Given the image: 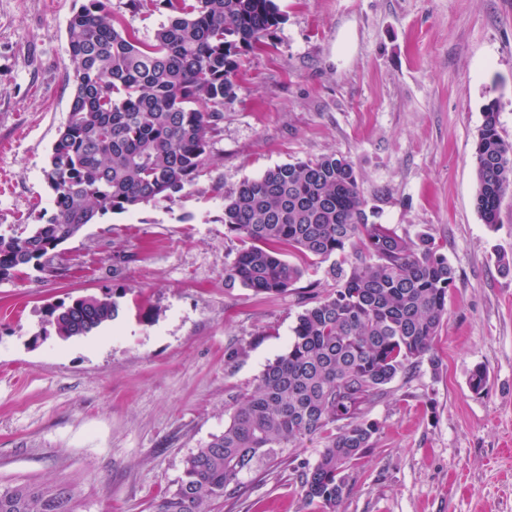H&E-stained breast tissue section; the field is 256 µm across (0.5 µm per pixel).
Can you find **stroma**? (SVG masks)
<instances>
[{"label": "stroma", "instance_id": "obj_1", "mask_svg": "<svg viewBox=\"0 0 512 512\" xmlns=\"http://www.w3.org/2000/svg\"><path fill=\"white\" fill-rule=\"evenodd\" d=\"M76 0H0V229L51 213ZM286 22L241 59L208 160L180 197L107 214L62 244L67 274L0 282V488L68 486L73 512H154L223 431L305 302L227 287L240 248L224 194L268 169L349 158L373 220L431 235L456 272L433 361L396 377L338 512H512V192L475 207L473 153L497 101L512 142V0H279ZM119 297L63 340L59 301ZM484 367L474 393L469 378ZM320 441L260 458L211 512H323L298 474Z\"/></svg>", "mask_w": 512, "mask_h": 512}]
</instances>
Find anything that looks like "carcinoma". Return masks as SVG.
Here are the masks:
<instances>
[{
    "instance_id": "1",
    "label": "carcinoma",
    "mask_w": 512,
    "mask_h": 512,
    "mask_svg": "<svg viewBox=\"0 0 512 512\" xmlns=\"http://www.w3.org/2000/svg\"><path fill=\"white\" fill-rule=\"evenodd\" d=\"M109 2L83 0L70 18L72 100L45 170L54 211L0 232V281L29 270L61 274L58 246L86 225L171 201L191 185L224 103L235 98L231 74L286 20L277 0H149L168 17L144 40ZM474 167L475 205L491 226L512 188V142L500 135L494 100L483 110ZM223 223L241 242L227 285L285 294L306 273L286 259L296 253L329 262L325 274L336 287L313 292L286 351L265 365L224 431L186 457L178 488L156 512H209L256 460L314 439L323 446L300 488L336 512L348 466L378 431L367 410L431 353L455 270L432 237L414 241L369 222L354 163L343 155L278 165L241 182L224 195ZM119 312L107 293L53 305L48 316L56 335L70 339ZM70 503L60 487L0 489V512H72Z\"/></svg>"
}]
</instances>
